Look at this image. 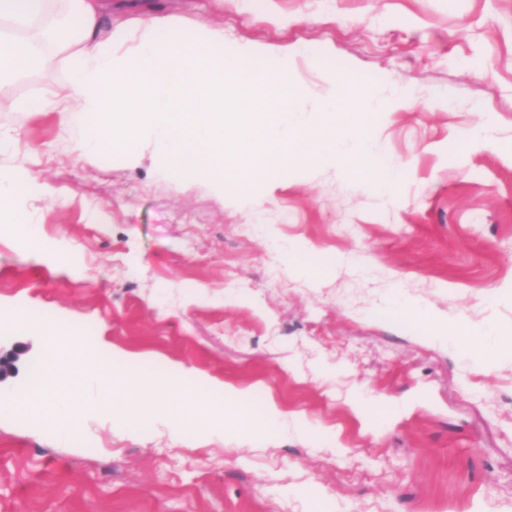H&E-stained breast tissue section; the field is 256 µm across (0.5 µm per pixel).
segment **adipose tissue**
Masks as SVG:
<instances>
[{
	"label": "adipose tissue",
	"instance_id": "1",
	"mask_svg": "<svg viewBox=\"0 0 512 512\" xmlns=\"http://www.w3.org/2000/svg\"><path fill=\"white\" fill-rule=\"evenodd\" d=\"M104 0H0V81L39 70L47 53L62 54L70 63V83L62 99H42L41 111L67 112L85 130L79 159L98 156L100 143L113 155H135L144 135L156 141L159 171L181 180L215 179V188L245 194L255 180L298 162L337 160L348 171L377 154L379 144L366 134L376 101L362 92L330 98L319 124L303 118L304 91L288 76L287 66L252 71L248 59L256 47L228 54L224 32L212 29L203 42L156 41L164 19L147 17L132 36L103 28ZM98 123L88 127V114ZM49 186L34 185L20 174H0V225L24 231L20 201ZM205 382L144 381L128 373L107 374L100 392L106 414H122L128 429L139 427L146 393L169 391L164 412L174 430L186 425L208 427L220 419L248 429H275L281 413L269 407L253 418L240 405L237 390H224L222 405L203 403ZM38 411L60 435L80 412L78 398H59L48 384L35 394H0V415Z\"/></svg>",
	"mask_w": 512,
	"mask_h": 512
}]
</instances>
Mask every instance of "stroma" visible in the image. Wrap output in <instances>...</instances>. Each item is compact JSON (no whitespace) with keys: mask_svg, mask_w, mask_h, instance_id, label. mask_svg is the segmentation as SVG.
Here are the masks:
<instances>
[{"mask_svg":"<svg viewBox=\"0 0 512 512\" xmlns=\"http://www.w3.org/2000/svg\"><path fill=\"white\" fill-rule=\"evenodd\" d=\"M148 16L165 39L220 26L225 53L265 47L250 68L287 62L310 122L330 92L369 90L395 175L311 162L222 194L160 176L149 143L77 160L66 113L21 109L62 92L64 58L0 84V172L51 187L23 209L60 247L0 231V307L84 324L114 369L283 414L272 432L132 431L100 409V359L82 381L59 369L83 410L65 438L0 417V512H512V355L428 323L512 338V0H112L105 21ZM487 119L494 140L471 144ZM43 354L39 324L0 333V392Z\"/></svg>","mask_w":512,"mask_h":512,"instance_id":"35a3bbf8","label":"stroma"}]
</instances>
